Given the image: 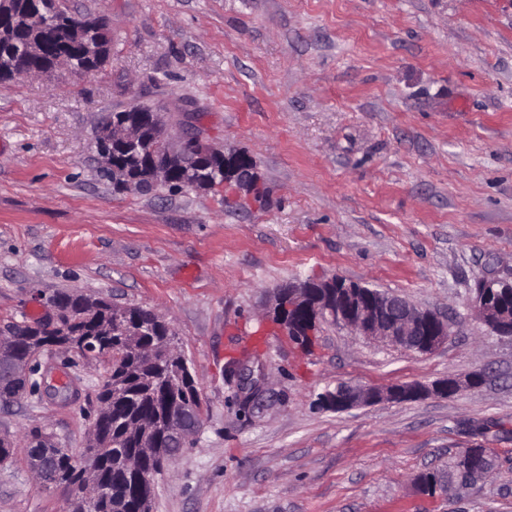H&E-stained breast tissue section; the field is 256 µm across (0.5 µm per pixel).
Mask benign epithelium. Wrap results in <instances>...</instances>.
Returning <instances> with one entry per match:
<instances>
[{"mask_svg": "<svg viewBox=\"0 0 512 512\" xmlns=\"http://www.w3.org/2000/svg\"><path fill=\"white\" fill-rule=\"evenodd\" d=\"M212 148L196 137L184 139L168 152L210 154ZM224 174L248 189L258 181L253 158L241 152L224 155ZM512 291V277L490 272L475 285L470 307L500 338L512 340V304L501 295ZM276 303L297 317L308 313V336H313L322 323L345 329L364 339L397 348L409 353L426 355L448 341L455 323L436 309L414 304L405 297L371 288L362 282L346 280L340 276L313 278L285 286L277 292ZM247 394L259 391L260 382L253 377L248 360L228 367ZM487 373H469L463 377L448 376L430 384H395L387 387L362 386L339 382L332 390L319 394L318 406L326 411L342 412L379 403H400L426 397H450L463 389H476L487 381ZM414 483L429 496L451 497L465 485L449 480L448 476L430 470L419 473Z\"/></svg>", "mask_w": 512, "mask_h": 512, "instance_id": "1", "label": "benign epithelium"}]
</instances>
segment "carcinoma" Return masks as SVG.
Here are the masks:
<instances>
[{
	"label": "carcinoma",
	"instance_id": "1",
	"mask_svg": "<svg viewBox=\"0 0 512 512\" xmlns=\"http://www.w3.org/2000/svg\"><path fill=\"white\" fill-rule=\"evenodd\" d=\"M38 7L48 16L42 27L27 24L30 8ZM10 13L0 15V79L10 76L20 63L47 72L55 69V59L70 57L72 71L82 74L98 71L110 60L112 42L109 33L88 23L83 43L74 44L73 21L66 0H9ZM38 42L43 53L23 56L22 46ZM151 106L136 104L111 113L97 131L95 141L100 155L112 154L125 180L112 179L118 191L131 183L137 190L153 189L152 167L158 162L168 168L172 187H196L201 190L224 180V152H211L209 159L195 161L188 156L178 160L161 152L160 134L155 126L144 125L137 143L116 140L112 133L125 122L147 116ZM49 303L61 311L60 321L47 328L41 319L14 325L19 341L0 347V402L9 403L25 391L24 379L12 373L14 359L26 356L43 345H62L86 349L112 357L110 374L97 393L105 415L95 445L79 453L62 448L46 436V427L24 431L28 443L29 469L45 466V483L67 495L70 512H88L82 499L69 496V488L91 479L107 488V494L95 504V512H145L155 498L154 482H143L129 467L133 460L145 473L159 474L183 451L181 443L168 434L171 415L180 412L202 420V403L187 360L169 322L159 314L139 306H117L103 297L77 292H59ZM78 455L93 460L92 474L85 476L72 463Z\"/></svg>",
	"mask_w": 512,
	"mask_h": 512
}]
</instances>
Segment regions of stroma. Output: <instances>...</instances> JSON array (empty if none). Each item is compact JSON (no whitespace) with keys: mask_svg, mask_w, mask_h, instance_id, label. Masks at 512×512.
<instances>
[{"mask_svg":"<svg viewBox=\"0 0 512 512\" xmlns=\"http://www.w3.org/2000/svg\"><path fill=\"white\" fill-rule=\"evenodd\" d=\"M106 20L112 58L89 75L0 82V326L79 291L171 321L204 424L154 478L152 512H512V340L469 307L512 272V0H68ZM155 107L172 140L252 156L243 190L115 191L100 172L111 112ZM339 275L438 308L456 332L427 355L322 325L309 349L267 313L278 288ZM256 347L263 394L243 406L224 370ZM68 402L0 404V436L46 426L82 449L107 355L74 349ZM483 370L456 395L336 413V383H431ZM495 474L452 499L420 471L462 448ZM0 465V512H69Z\"/></svg>","mask_w":512,"mask_h":512,"instance_id":"35a3bbf8","label":"stroma"}]
</instances>
